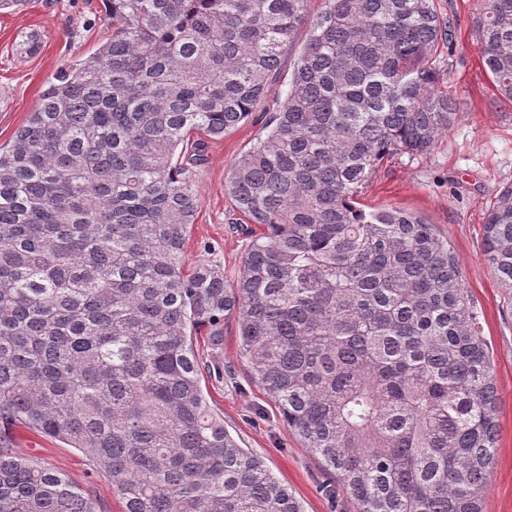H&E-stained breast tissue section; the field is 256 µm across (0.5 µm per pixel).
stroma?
<instances>
[{
    "instance_id": "stroma-1",
    "label": "stroma",
    "mask_w": 512,
    "mask_h": 512,
    "mask_svg": "<svg viewBox=\"0 0 512 512\" xmlns=\"http://www.w3.org/2000/svg\"><path fill=\"white\" fill-rule=\"evenodd\" d=\"M437 3L455 26L443 56V87L458 98L461 117L430 154L385 159L359 201L369 210L395 207L422 215L447 237L459 257L463 283L492 346L499 393V441L484 494L485 512H512V308L482 246L483 214L502 186L512 183V101L500 97L482 68L471 27L481 0ZM111 34L102 0H30L24 10L0 12V145L8 144L26 122L58 69L79 63ZM30 35L41 44L32 56L19 51ZM294 53V47L284 48L279 75L261 110L222 140L209 142L206 163L195 168L199 208L186 243L187 266L206 263L225 280H233L254 235L262 233L261 225L236 223L225 182L233 162L263 136L269 109L283 100ZM194 347L208 403L223 416L225 428L241 447L264 459L305 512H353L352 504L334 502L326 494L319 462L300 447L276 405L253 379L240 350L235 317H226L217 329H202ZM15 445L18 452L87 490L96 512H121L122 501L108 474L76 449L22 428L16 431Z\"/></svg>"
}]
</instances>
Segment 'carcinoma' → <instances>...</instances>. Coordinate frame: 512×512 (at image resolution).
<instances>
[{"instance_id": "cac0c4a2", "label": "carcinoma", "mask_w": 512, "mask_h": 512, "mask_svg": "<svg viewBox=\"0 0 512 512\" xmlns=\"http://www.w3.org/2000/svg\"><path fill=\"white\" fill-rule=\"evenodd\" d=\"M112 36L48 82L0 146V512H96L11 450L27 428L108 473L123 512H304L209 406L193 336L237 316L244 356L328 493L355 512H484L498 440L491 345L448 239L357 197L460 117L438 89L435 0H103ZM288 92L230 168L267 231L238 278L187 270L209 141ZM484 70L512 100V0H483ZM483 249L512 301V184Z\"/></svg>"}]
</instances>
